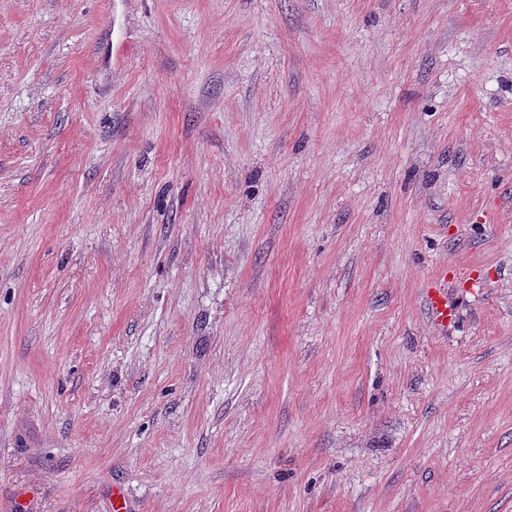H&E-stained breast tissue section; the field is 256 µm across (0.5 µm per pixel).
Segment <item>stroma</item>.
<instances>
[{"mask_svg":"<svg viewBox=\"0 0 512 512\" xmlns=\"http://www.w3.org/2000/svg\"><path fill=\"white\" fill-rule=\"evenodd\" d=\"M116 485L512 512V0H0V512ZM441 288H433L427 293V306L433 322L440 327H448L455 319V311L448 306V298L442 296Z\"/></svg>","mask_w":512,"mask_h":512,"instance_id":"35a3bbf8","label":"stroma"}]
</instances>
